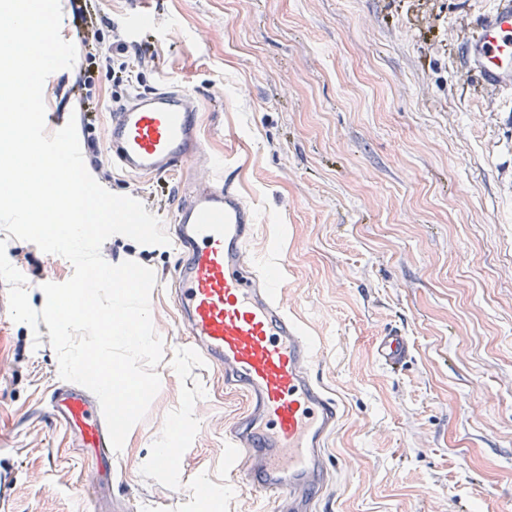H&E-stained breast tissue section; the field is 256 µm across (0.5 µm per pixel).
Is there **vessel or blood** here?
Returning <instances> with one entry per match:
<instances>
[{
	"label": "vessel or blood",
	"instance_id": "1",
	"mask_svg": "<svg viewBox=\"0 0 512 512\" xmlns=\"http://www.w3.org/2000/svg\"><path fill=\"white\" fill-rule=\"evenodd\" d=\"M459 53L477 90L512 95V0H490ZM198 111L190 93L168 88L113 107V165L130 175L165 176L202 157ZM254 227L252 211L229 180L197 195L190 207H177L171 240L179 322L191 354L223 370L227 386L246 400L227 436L231 460L276 512H320L332 480L326 446L342 411L313 371L314 345L282 303L277 266L248 257ZM411 351L398 329L374 343L377 361L393 373ZM42 413L92 449L85 485L97 487L111 475L114 450L94 393L59 382Z\"/></svg>",
	"mask_w": 512,
	"mask_h": 512
}]
</instances>
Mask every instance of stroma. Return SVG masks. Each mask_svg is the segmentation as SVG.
<instances>
[{"instance_id": "stroma-1", "label": "stroma", "mask_w": 512, "mask_h": 512, "mask_svg": "<svg viewBox=\"0 0 512 512\" xmlns=\"http://www.w3.org/2000/svg\"><path fill=\"white\" fill-rule=\"evenodd\" d=\"M489 2H99L108 38L125 37L134 9L149 13L134 88L189 91L207 160L161 179L113 168L115 89L101 68L89 90L101 104L94 178L165 225L180 192L233 180L256 217L250 253L283 263L289 314L343 406L323 512H512V98L478 92L458 54ZM75 76L44 83L48 132L79 109ZM0 238L42 309V284L67 281L72 264ZM101 254L155 273L160 390L116 453L111 485L84 497L86 453L41 413L60 379L49 329L12 321L0 288V512H274L226 466L245 402L182 350L171 247L114 235ZM391 327L413 345L396 375L373 357ZM175 419L187 445L166 474L156 444Z\"/></svg>"}]
</instances>
